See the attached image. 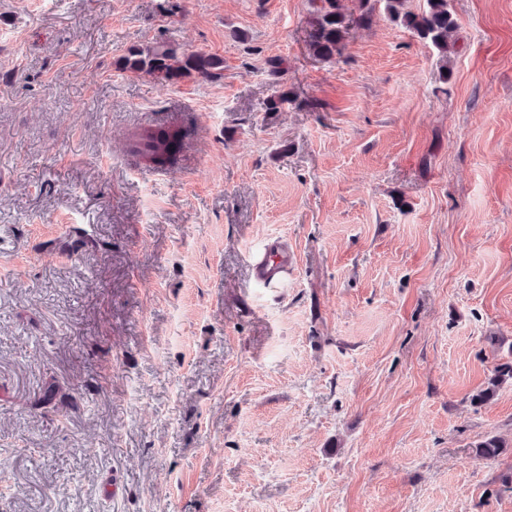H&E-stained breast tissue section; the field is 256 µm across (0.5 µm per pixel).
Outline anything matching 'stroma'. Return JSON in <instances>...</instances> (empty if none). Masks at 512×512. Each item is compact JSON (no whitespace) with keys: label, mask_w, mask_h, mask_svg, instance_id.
<instances>
[{"label":"stroma","mask_w":512,"mask_h":512,"mask_svg":"<svg viewBox=\"0 0 512 512\" xmlns=\"http://www.w3.org/2000/svg\"><path fill=\"white\" fill-rule=\"evenodd\" d=\"M450 6L321 61L309 0H0V512H512V0ZM116 66L121 71L147 75L168 83H178L195 76L211 81L224 77L223 57L180 51L179 47L165 40L130 47ZM185 135L169 128L142 127L134 135L133 141L143 146L136 154L148 165H163L172 159ZM249 259L253 282L268 288L286 282L295 264L294 254L277 243L250 246ZM512 383V364L505 363L500 365L494 375L489 379L488 386L472 396L471 401L474 404L482 403L493 397L497 389L503 384Z\"/></svg>","instance_id":"obj_1"}]
</instances>
